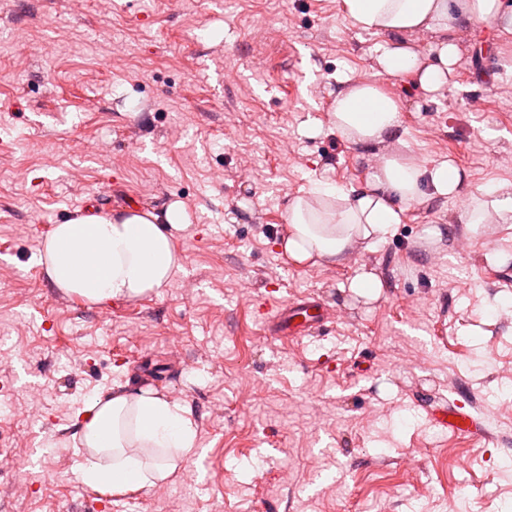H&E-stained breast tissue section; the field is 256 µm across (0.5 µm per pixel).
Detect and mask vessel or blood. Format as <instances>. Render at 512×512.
Masks as SVG:
<instances>
[{"label":"vessel or blood","instance_id":"obj_1","mask_svg":"<svg viewBox=\"0 0 512 512\" xmlns=\"http://www.w3.org/2000/svg\"><path fill=\"white\" fill-rule=\"evenodd\" d=\"M330 319L331 315L322 303L308 296L279 301L267 309V329L275 336H311L323 332ZM435 421L442 429L453 433L472 434L480 429L476 418L454 406L436 416Z\"/></svg>","mask_w":512,"mask_h":512}]
</instances>
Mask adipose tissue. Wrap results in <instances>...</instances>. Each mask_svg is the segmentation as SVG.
Returning <instances> with one entry per match:
<instances>
[{
    "label": "adipose tissue",
    "instance_id": "obj_1",
    "mask_svg": "<svg viewBox=\"0 0 512 512\" xmlns=\"http://www.w3.org/2000/svg\"><path fill=\"white\" fill-rule=\"evenodd\" d=\"M353 26L386 35L376 57L380 75L408 78L428 94L447 86L459 60L457 34L480 21L512 32V8L503 0H342ZM421 31L433 39L428 51L409 45ZM402 102L379 84L343 77L333 102L331 127L345 142L379 155L363 192L324 181L311 182L288 206L284 252L295 263L339 265L355 244L389 234L403 220L404 207L430 197L458 196L462 178L449 160H420L407 146ZM469 230L512 222V182L501 181L470 194L462 214ZM184 214L168 207L92 212L56 225L40 262L55 288L93 304L129 299L165 287L182 259L173 246ZM81 437L89 450L80 466L85 483L115 491L165 480L189 454L196 429L180 403L147 390L105 393L85 410Z\"/></svg>",
    "mask_w": 512,
    "mask_h": 512
}]
</instances>
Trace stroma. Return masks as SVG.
I'll list each match as a JSON object with an SVG mask.
<instances>
[{"label":"stroma","instance_id":"1","mask_svg":"<svg viewBox=\"0 0 512 512\" xmlns=\"http://www.w3.org/2000/svg\"><path fill=\"white\" fill-rule=\"evenodd\" d=\"M458 40L443 95L384 87L410 155L453 160L461 196L300 265L280 248L290 201L315 179L366 186L330 112L337 76L379 80L386 36L342 0H0V512H166L152 488L108 505L81 479L85 409L121 386L190 412L196 448L163 483L183 512H512V223L458 220L512 182V34ZM171 204L182 267L159 293L93 305L39 262L70 218ZM362 268L377 298L351 290ZM297 295L334 322L269 335L259 308ZM445 401L487 435L435 426Z\"/></svg>","mask_w":512,"mask_h":512}]
</instances>
